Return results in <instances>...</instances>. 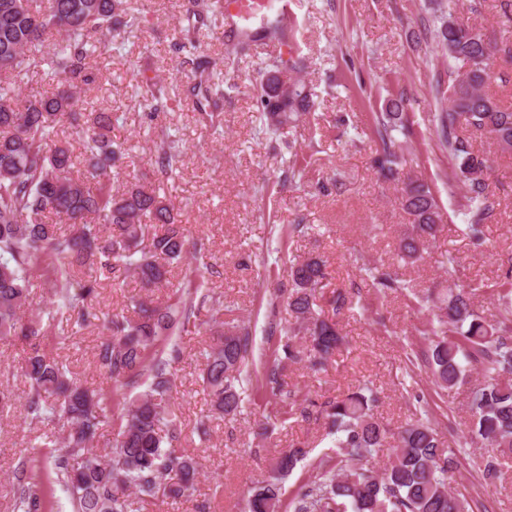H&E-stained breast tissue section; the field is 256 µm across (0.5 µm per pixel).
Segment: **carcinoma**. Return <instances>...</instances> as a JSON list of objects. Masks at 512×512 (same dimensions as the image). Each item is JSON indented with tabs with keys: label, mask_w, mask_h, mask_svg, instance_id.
<instances>
[{
	"label": "carcinoma",
	"mask_w": 512,
	"mask_h": 512,
	"mask_svg": "<svg viewBox=\"0 0 512 512\" xmlns=\"http://www.w3.org/2000/svg\"><path fill=\"white\" fill-rule=\"evenodd\" d=\"M432 11L427 34L448 59V71L438 74L433 85L435 99L448 103L437 117L436 131L448 150L451 178L465 189L461 232L481 246L494 201L486 180L489 159L473 151L470 135H484L500 151L512 152V106L489 92L496 80L490 67L495 46L487 35L458 20L453 0L435 4ZM185 14L188 26L175 49L193 54L197 29L216 24L222 11L219 0H187ZM140 23L141 14L123 7L122 0H0V338L17 336L32 343L21 366L29 383L25 419L54 423L65 432L47 453L51 467L40 489L24 482L28 460L18 463L13 512H53L56 484L65 487L72 512H142L148 498L176 502L193 494L199 463L193 455L172 450L181 435L169 404L172 363L181 353L173 337L204 330L214 336L201 352L202 381L211 412L221 417L241 407L243 382L250 381L244 377L248 364L261 366L264 389L275 396L282 391L285 363L305 360L320 367L344 343L338 322L325 315L320 302L337 314L346 296L326 297L329 273L319 258L292 264L287 282L273 293L274 300L288 305V335L301 344H279L252 362L250 326L226 328L222 321L200 318L196 299L204 303L208 298L202 274L194 270L175 284L169 281V269L190 254L203 256L205 245L188 247L175 206L161 187L134 176L112 191L125 142L112 137V113L76 109L77 82H94L85 60L99 48L112 50L103 37L116 30L131 32ZM52 29L62 39L49 46L45 34ZM291 31L283 7L266 15L258 31L238 35L230 51L246 55L261 40L286 44ZM38 71L56 82L53 91L22 94L21 84ZM225 83L224 70L202 60L184 83L168 89L145 75L139 88L152 116L185 95L198 97V122L216 128ZM259 84L256 107L269 134L297 126L315 107L317 94L301 79L289 80L280 96L270 93L268 82ZM404 102L401 96L374 114L379 147L373 168L385 181L402 182L400 203L412 222L400 240L399 257L413 264L436 237L442 213L427 183L399 177L401 141L396 134L403 133ZM65 122L81 134L83 152L78 156L59 138ZM182 154V143L173 134L162 130L156 135L159 174L176 170ZM62 224L69 225L68 233L60 232ZM118 271L140 288L130 297L137 317L106 318L108 336L97 346L96 362L109 384L91 389L41 350L43 316L25 311L30 279L40 276L42 287L82 329L99 319V288ZM359 272L378 299L404 292L416 305L436 309L417 334L437 389L457 386L474 369L481 372L483 382L469 396L470 433L489 447L484 481L501 478L512 462V270L496 290L500 308L490 318L475 308L473 288L455 282L452 257L446 268L448 286L429 294L409 290L396 270L367 265ZM163 284L166 298L154 299L153 289ZM142 386L144 391L130 394ZM376 401L366 384L324 404L321 415L333 450L318 460L313 479L300 486L288 507L293 512H474L476 502L450 486L461 466V450L443 447L426 409L398 432L393 457L382 471L369 465L388 434L372 412ZM308 414L305 402L296 399L278 412L283 423ZM114 419L115 437L97 448L94 443ZM305 454L299 446L281 453L274 475L249 496L247 512H281L283 480Z\"/></svg>",
	"instance_id": "carcinoma-1"
}]
</instances>
